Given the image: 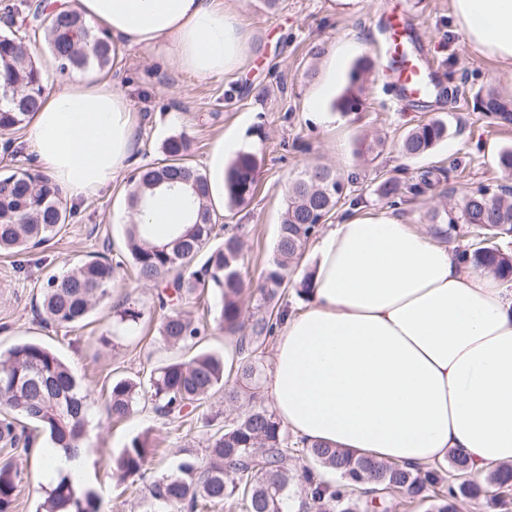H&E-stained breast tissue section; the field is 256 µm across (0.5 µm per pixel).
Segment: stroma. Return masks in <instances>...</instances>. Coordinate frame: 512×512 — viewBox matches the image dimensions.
Returning a JSON list of instances; mask_svg holds the SVG:
<instances>
[{"instance_id":"stroma-1","label":"stroma","mask_w":512,"mask_h":512,"mask_svg":"<svg viewBox=\"0 0 512 512\" xmlns=\"http://www.w3.org/2000/svg\"><path fill=\"white\" fill-rule=\"evenodd\" d=\"M230 6L245 46L236 68L224 77L185 73L164 53L138 48L126 50L121 69L112 76L137 114V165L161 162L163 141L180 133L191 144L189 163L207 174L218 139L233 142L234 151L256 152L260 165L254 198L216 218L217 235L235 233L243 242L244 320L258 311L255 285L273 257L285 187L305 166L328 165L341 175L347 197L336 211L340 217L387 209L377 192L386 178L407 183L418 171L441 169L443 193L409 198L396 209L408 223L431 231L436 228L432 212L458 206L464 193L482 185L512 186V173L497 166L499 151L512 147V126L495 125L474 106L477 94L489 88L511 99L512 76L497 60L471 48L453 23L449 0H281L274 11L262 0H231ZM388 6L407 8L414 44L425 49L433 66L441 95L427 106L397 100L384 51ZM365 54L375 59L376 68L364 106L350 113L334 110L332 100L345 86L353 61ZM331 64L336 78L328 99L320 111H311L308 97ZM432 118L447 119L448 139L423 158L402 156L398 143L405 132ZM368 132L379 133L385 146L365 162L357 148ZM234 151L225 152V159H232ZM17 168H43L24 130L0 134V170ZM125 197L121 174L97 193L69 200V223L42 247L26 256L0 254V350L26 341L42 344L94 391L87 432L91 452L81 479L96 490L99 512L147 508L141 493L127 489L112 464L134 437L157 443L149 475L158 478L171 473L183 457L204 458L210 435L202 424L172 423L148 404H137L126 419L112 418L113 379L145 381L165 364L190 358L193 350L224 349V334L216 327V296L183 300L182 309L206 321L209 330L195 349L172 347L159 334L158 287L137 283L127 264L118 271L111 297L94 308L85 324L65 328L42 321L39 306L48 275L105 249H123ZM127 304L142 311V320L132 330L113 331L115 310ZM47 446L46 434L38 433L27 451L14 455L0 449V462L13 460L21 472L16 512H34L50 485L41 463Z\"/></svg>"}]
</instances>
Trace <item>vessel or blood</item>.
<instances>
[{
  "label": "vessel or blood",
  "instance_id": "vessel-or-blood-1",
  "mask_svg": "<svg viewBox=\"0 0 512 512\" xmlns=\"http://www.w3.org/2000/svg\"><path fill=\"white\" fill-rule=\"evenodd\" d=\"M389 50L395 65L391 79L399 100L417 99L424 94L426 75L417 54L408 52L407 45L412 37L409 33L410 21L405 11L394 10L386 15Z\"/></svg>",
  "mask_w": 512,
  "mask_h": 512
}]
</instances>
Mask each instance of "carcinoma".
<instances>
[{"instance_id": "cac0c4a2", "label": "carcinoma", "mask_w": 512, "mask_h": 512, "mask_svg": "<svg viewBox=\"0 0 512 512\" xmlns=\"http://www.w3.org/2000/svg\"><path fill=\"white\" fill-rule=\"evenodd\" d=\"M43 39L61 72L92 67L103 70L112 65V37L104 29H93L75 10L54 15L43 29ZM373 69L372 59L358 58L333 108L343 113L359 111ZM47 80V74L16 32L0 34V133H13L27 125L41 106ZM477 109L501 126L512 125V101L493 89L477 96ZM448 136V121L435 118L408 130L399 147L404 156L420 158ZM189 147V139L182 134L168 137L161 146L165 159L130 177L125 247L137 282H164L181 296L202 288L220 298L218 327L224 335L236 337L241 355L236 377L242 386L228 387L224 355L203 351L160 367L145 384L132 378L113 381L109 411L122 419L144 398L160 416L183 425L194 422L203 401L221 390L229 403L238 401L245 391L252 405L244 415L224 419V425L210 435L205 461L189 455L176 472L149 481L146 465L153 448L149 439L136 437L116 459V469L121 480L145 484L146 512L159 508L163 512H197L210 503H224L239 512H288L294 493L288 432L259 401L262 347L275 337L288 316V306L283 304L288 289L304 295L310 288V277L299 283L292 279L291 264L337 210L345 183L326 165L310 167L289 181L274 257L257 284L263 312L247 328L240 303L244 290L240 237L224 238L201 265H194L211 241L215 222L209 178L186 161ZM258 168L259 158L252 152H239L231 160L224 170V200L228 206H242L253 197ZM433 175L434 171L423 170L404 184L387 178L379 184L378 194L393 204L402 203L409 195L417 197L431 190L435 185ZM159 188L182 189L191 197L186 223L173 228L164 239L154 238L149 225L135 221L150 193ZM503 192V188L496 192L488 186L480 187L467 194L462 207L446 210L444 215L448 232L457 231L462 224L474 234L473 243L460 252L465 263L508 278L512 276V254L494 242L512 236V202L503 197ZM69 216L61 190L49 175L26 170L0 172V250L29 253L58 234ZM119 267L121 262L99 254L50 276L41 303L44 320L66 327L84 321L94 306L109 296ZM141 316V310L124 306L115 311V326H134ZM206 328L172 309L163 315L159 333L171 346L191 348ZM93 406V391L84 387L69 365L47 347L22 342L0 352L3 447H29V436L18 430V418L22 417L45 430L51 447L69 457L76 456L85 449ZM302 452L307 462L303 505L317 512H360V494L374 491L426 502L427 512H456L455 501L461 495L495 504L503 497L504 489L512 486V467L487 475L480 484L469 478L465 460L456 456L450 459L448 471L440 466L422 472L306 440L302 441ZM325 471L336 480H325ZM19 482L17 467L10 461L1 463L0 512H14ZM98 502L95 491L80 484L76 476L66 474L45 488L36 512H99Z\"/></svg>"}]
</instances>
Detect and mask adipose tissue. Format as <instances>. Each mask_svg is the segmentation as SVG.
Returning a JSON list of instances; mask_svg holds the SVG:
<instances>
[{"instance_id": "adipose-tissue-1", "label": "adipose tissue", "mask_w": 512, "mask_h": 512, "mask_svg": "<svg viewBox=\"0 0 512 512\" xmlns=\"http://www.w3.org/2000/svg\"><path fill=\"white\" fill-rule=\"evenodd\" d=\"M73 6L124 49L165 50L184 71L220 78L242 33L226 0H51ZM480 54L512 68V0H450ZM123 92L90 74L43 97L32 150L69 197L94 194L136 150ZM177 190L157 192L142 221L180 224ZM310 302L287 317L266 388L283 425L322 442L427 471L449 455L477 478L512 465V283L464 264L392 211L334 224L315 246Z\"/></svg>"}]
</instances>
